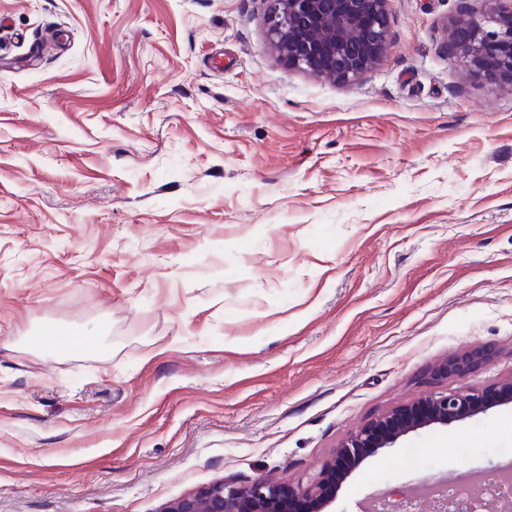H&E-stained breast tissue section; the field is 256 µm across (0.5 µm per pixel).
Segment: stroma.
Wrapping results in <instances>:
<instances>
[{
    "label": "stroma",
    "instance_id": "35a3bbf8",
    "mask_svg": "<svg viewBox=\"0 0 512 512\" xmlns=\"http://www.w3.org/2000/svg\"><path fill=\"white\" fill-rule=\"evenodd\" d=\"M390 0L351 85L263 0H0V512H161L307 482L378 413L512 373V91ZM45 325L105 333L55 356ZM420 449L409 459L407 449ZM512 462V406L367 458L326 512ZM491 358V353L486 349L466 351L442 361L434 369L433 377L437 380L448 379V377L465 378L487 364Z\"/></svg>",
    "mask_w": 512,
    "mask_h": 512
}]
</instances>
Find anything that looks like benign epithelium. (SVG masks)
<instances>
[{
    "label": "benign epithelium",
    "mask_w": 512,
    "mask_h": 512,
    "mask_svg": "<svg viewBox=\"0 0 512 512\" xmlns=\"http://www.w3.org/2000/svg\"><path fill=\"white\" fill-rule=\"evenodd\" d=\"M268 37L290 70L352 84L385 59L391 30L389 0H265ZM460 0L445 47L475 76L512 88V0ZM492 358L486 349L442 361L433 377L465 378ZM512 402V375L486 388L429 393L386 412L347 435L307 484L266 477L213 483L168 503L161 512H323L343 480L367 458L404 436L463 422Z\"/></svg>",
    "instance_id": "benign-epithelium-1"
}]
</instances>
